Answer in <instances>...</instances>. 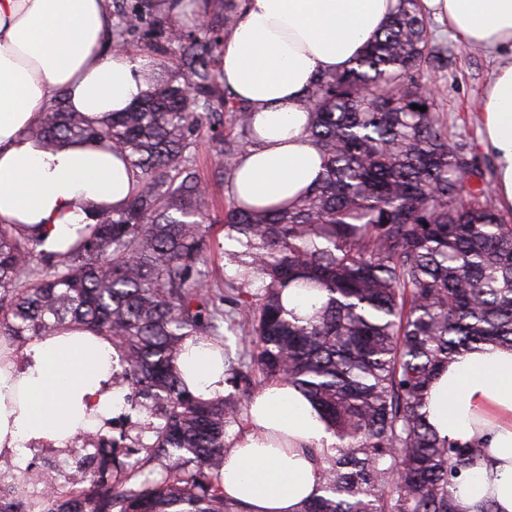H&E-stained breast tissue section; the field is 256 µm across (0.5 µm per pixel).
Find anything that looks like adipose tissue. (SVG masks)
I'll use <instances>...</instances> for the list:
<instances>
[{
    "mask_svg": "<svg viewBox=\"0 0 512 512\" xmlns=\"http://www.w3.org/2000/svg\"><path fill=\"white\" fill-rule=\"evenodd\" d=\"M238 2L241 19L224 36L219 70L231 95L247 104L258 137L242 153L230 191L255 206L289 203L321 171L306 133L310 80L345 69L397 0ZM423 7L500 59L479 110L493 190L511 211L512 0H423ZM113 22L112 0H0V223L17 225L47 253L66 252L102 208L121 209L138 189L129 165L103 142L28 134L59 99L96 122L146 95L150 57L111 48ZM176 366L194 397H224L220 349L187 339ZM121 370L111 340L89 331L35 337L18 353L0 343V462L107 428L122 404L112 390ZM426 414L439 436L481 451L480 465L457 480L458 502L486 500L494 512H512V349L483 345L449 362L430 387ZM335 444L300 390L267 383L249 404L246 430L224 453V491L245 512H299L317 487L310 449Z\"/></svg>",
    "mask_w": 512,
    "mask_h": 512,
    "instance_id": "adipose-tissue-1",
    "label": "adipose tissue"
}]
</instances>
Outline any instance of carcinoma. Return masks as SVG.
Wrapping results in <instances>:
<instances>
[{"instance_id":"cac0c4a2","label":"carcinoma","mask_w":512,"mask_h":512,"mask_svg":"<svg viewBox=\"0 0 512 512\" xmlns=\"http://www.w3.org/2000/svg\"><path fill=\"white\" fill-rule=\"evenodd\" d=\"M112 7L113 46L155 56L153 91L97 126L57 101L31 134L110 142L139 190L64 254L0 224V338L23 342L67 323L110 338L123 363L114 387L136 389L163 423L124 475L112 477L113 440L98 431L85 436L93 462L62 474L68 495H44L29 475L26 500L1 493L0 512H243L221 476L225 431L243 404L186 391L174 362L188 336L224 347L238 379L286 380L318 407L336 446L309 449L319 478L299 512H493L457 503L454 481L480 451L439 438L422 409L448 360L481 345L512 348V220L476 156L448 136L423 74L448 59L428 49L421 0H398L349 67L310 82L306 132L322 159L314 185L277 208L228 199L219 221L243 247L239 280L263 288L257 299L234 288L227 312L203 289L206 237L219 221L194 147L229 125L214 137L222 179L255 140L218 66L222 32L240 14L234 0H216L190 29L159 0ZM290 288L325 300L299 316L283 302ZM221 320L244 345L231 349ZM164 456L170 465L158 472Z\"/></svg>"}]
</instances>
